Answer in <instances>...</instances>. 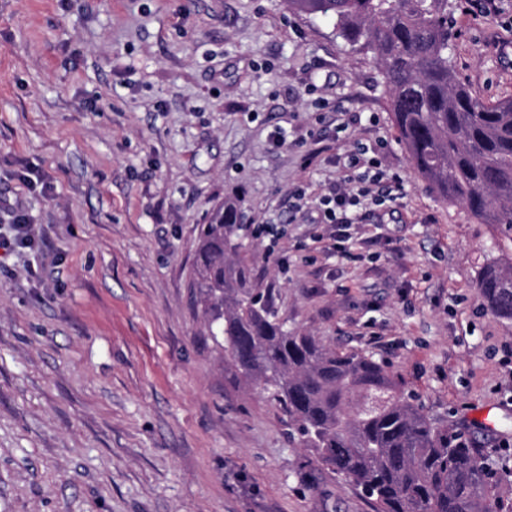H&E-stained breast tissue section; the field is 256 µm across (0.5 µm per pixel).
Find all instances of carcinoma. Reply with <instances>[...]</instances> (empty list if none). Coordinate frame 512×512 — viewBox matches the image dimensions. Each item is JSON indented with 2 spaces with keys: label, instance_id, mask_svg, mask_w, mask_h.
<instances>
[{
  "label": "carcinoma",
  "instance_id": "obj_1",
  "mask_svg": "<svg viewBox=\"0 0 512 512\" xmlns=\"http://www.w3.org/2000/svg\"><path fill=\"white\" fill-rule=\"evenodd\" d=\"M462 0H288L300 14L335 20L353 52L373 54L394 127L413 169L443 201L464 204L512 242V99L474 97L448 55ZM236 203L201 225L191 269L205 328L224 370L271 394L303 447L368 493L373 512H493L475 448L404 396L399 379L365 354L343 352L288 328L274 289L252 275ZM484 306L512 321V273L494 262L477 278Z\"/></svg>",
  "mask_w": 512,
  "mask_h": 512
}]
</instances>
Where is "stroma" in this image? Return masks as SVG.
I'll use <instances>...</instances> for the list:
<instances>
[{
  "instance_id": "obj_1",
  "label": "stroma",
  "mask_w": 512,
  "mask_h": 512,
  "mask_svg": "<svg viewBox=\"0 0 512 512\" xmlns=\"http://www.w3.org/2000/svg\"><path fill=\"white\" fill-rule=\"evenodd\" d=\"M473 95L512 98V0L456 11ZM362 142L404 179L334 249ZM239 203L289 326L382 361L512 502V322L476 291L499 230L415 175L372 57L288 0H0V512H371L236 383L189 275Z\"/></svg>"
}]
</instances>
